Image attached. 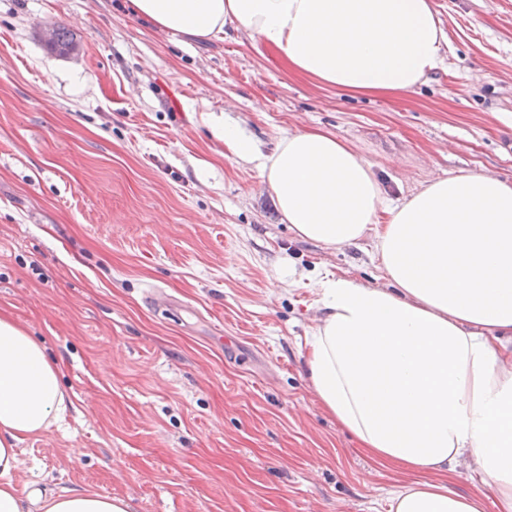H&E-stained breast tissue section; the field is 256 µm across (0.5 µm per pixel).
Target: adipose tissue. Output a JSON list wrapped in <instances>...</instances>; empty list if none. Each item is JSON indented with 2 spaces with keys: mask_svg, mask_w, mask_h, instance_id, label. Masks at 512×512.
<instances>
[{
  "mask_svg": "<svg viewBox=\"0 0 512 512\" xmlns=\"http://www.w3.org/2000/svg\"><path fill=\"white\" fill-rule=\"evenodd\" d=\"M158 29L205 40L225 28L275 47L315 85L399 96L428 83L447 41L433 0H129ZM233 160L255 165L295 236L326 249L373 241L385 279L320 281L310 384L381 467L413 474L390 512H512V180L434 177L395 201L370 161L325 131L281 135L271 154L229 123ZM43 341L0 313V512H133L84 487L13 475L19 445L72 406ZM473 464L475 490L449 482Z\"/></svg>",
  "mask_w": 512,
  "mask_h": 512,
  "instance_id": "ef3b65f1",
  "label": "adipose tissue"
}]
</instances>
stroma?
<instances>
[{
    "mask_svg": "<svg viewBox=\"0 0 512 512\" xmlns=\"http://www.w3.org/2000/svg\"><path fill=\"white\" fill-rule=\"evenodd\" d=\"M124 4L0 0V309L45 341L74 405L22 442L18 489L80 485L134 512H389L410 475L372 463L305 364L318 281L378 284L372 242L294 237L205 120L265 154L334 132L394 199L462 171L512 179V0H434L444 64L402 97L318 87L274 47L163 32ZM57 25L78 51L46 50Z\"/></svg>",
    "mask_w": 512,
    "mask_h": 512,
    "instance_id": "obj_1",
    "label": "stroma"
}]
</instances>
